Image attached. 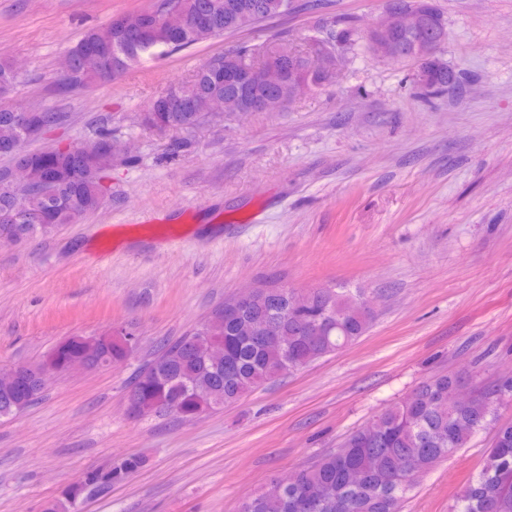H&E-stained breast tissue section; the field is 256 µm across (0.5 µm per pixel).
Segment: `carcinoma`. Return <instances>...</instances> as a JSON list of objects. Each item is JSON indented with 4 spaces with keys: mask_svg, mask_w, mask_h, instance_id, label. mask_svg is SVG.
Segmentation results:
<instances>
[{
    "mask_svg": "<svg viewBox=\"0 0 512 512\" xmlns=\"http://www.w3.org/2000/svg\"><path fill=\"white\" fill-rule=\"evenodd\" d=\"M296 8L294 0H158L131 14H118L109 23L87 32L98 59L89 61L78 48L70 49L71 74L61 82L69 89L94 80H110L112 65L124 73L134 65L156 59L227 32L244 30ZM322 36H310L299 45L270 43L258 50L239 47L209 60L211 69L198 68L192 76L171 87L184 104L181 112L165 111V95L157 96L139 124L160 135L173 133L171 153L194 145L196 129L204 117L221 107V113L238 111L235 90L224 75L246 59L257 66L255 90L267 102L266 111L277 112L303 88H317L333 79L317 66L311 44L332 45L336 58L354 49L359 35L352 27L321 26ZM401 50L393 59L414 56V37L401 30L395 35ZM17 78L11 61L0 54V89ZM416 83L429 90L448 89V64L433 69L417 64ZM24 110L0 106V156L29 141L20 117ZM112 134L96 133V152L28 151L36 173L35 184L17 190L0 172V233L19 241L50 235L65 224H75L103 204L101 180L112 170L109 143ZM359 292L324 286L293 295L286 288H261L247 306L228 299L221 304L224 320L216 327L187 333L150 360L136 374L133 394L157 406L156 412L192 417L204 403L211 411L234 404L261 385L298 370L343 349L368 329L371 317L356 302ZM254 323L273 334L243 336L240 327ZM224 343V367L206 363L215 339ZM460 379L437 374L419 386L396 407L376 416L345 439L334 452L296 469L286 486L270 485L240 512H401L415 484L410 469L427 471L464 448L479 430L495 423L500 405L512 402V379L491 380L475 388L465 405L452 397ZM43 393L15 395L0 389V418H10L32 406ZM144 464L127 456L105 468L86 473L100 488L121 483ZM454 512H512V423L499 428V438L486 452L483 469L459 497Z\"/></svg>",
    "mask_w": 512,
    "mask_h": 512,
    "instance_id": "carcinoma-1",
    "label": "carcinoma"
}]
</instances>
